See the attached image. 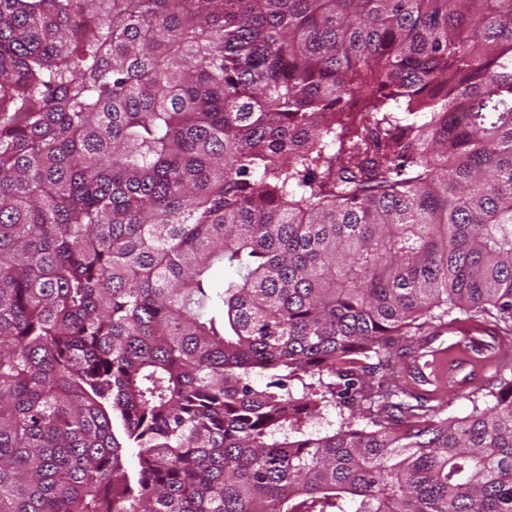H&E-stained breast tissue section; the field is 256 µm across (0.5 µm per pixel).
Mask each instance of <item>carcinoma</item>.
Instances as JSON below:
<instances>
[{
  "mask_svg": "<svg viewBox=\"0 0 512 512\" xmlns=\"http://www.w3.org/2000/svg\"><path fill=\"white\" fill-rule=\"evenodd\" d=\"M455 310L512 334V0H0V512H512V380L379 377Z\"/></svg>",
  "mask_w": 512,
  "mask_h": 512,
  "instance_id": "1",
  "label": "carcinoma"
}]
</instances>
